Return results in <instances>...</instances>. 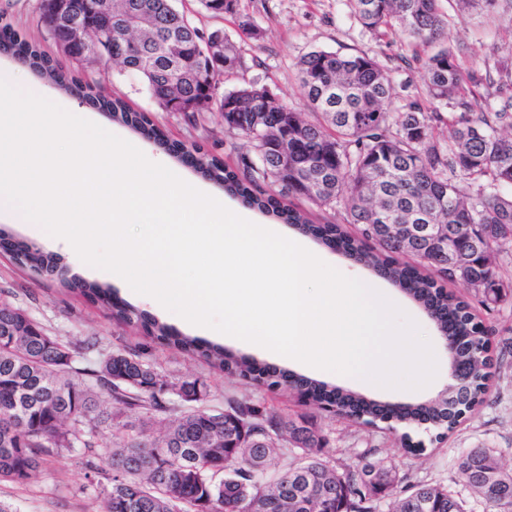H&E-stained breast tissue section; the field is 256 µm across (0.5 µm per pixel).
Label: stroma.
<instances>
[{
    "label": "stroma",
    "mask_w": 512,
    "mask_h": 512,
    "mask_svg": "<svg viewBox=\"0 0 512 512\" xmlns=\"http://www.w3.org/2000/svg\"><path fill=\"white\" fill-rule=\"evenodd\" d=\"M198 26L223 29L239 48L245 68L244 78L225 76L223 91H231L249 82L269 90L293 111L309 115L297 80L299 59L317 50L341 54L364 53L377 58L394 71L399 89L387 102L389 111L401 110L406 92L423 90L420 70H400L401 58L415 52L413 45L399 30H391L378 38L365 31L353 15L350 0H238L237 16L211 17L202 10L198 0H177ZM441 8L449 15L448 43L458 49L464 63L496 62L512 59V0H499L493 19L478 14L458 18L454 0H442ZM0 15L20 28L29 40L52 50L38 10V0H0ZM250 17L260 32L259 38L249 39L238 28V17ZM13 75L38 88L47 98L70 112H79L97 124L110 128L113 134L134 140L128 128L113 123L107 115L80 103L47 82L35 77L13 57L0 55V75ZM409 91H401L402 83ZM104 84L108 94L127 101L135 110L147 113L164 126L170 140L183 144L200 143L204 150L234 166L241 154L247 152L245 140L224 131L218 112H211L206 129L192 130L174 113L163 111L151 97L141 77L132 71L109 66ZM171 169L180 177L197 185L211 196L223 199L227 208L240 211L244 218L266 223V216L243 207L221 187L201 177L190 165L169 159ZM27 242L43 253L53 256L66 266L71 275L110 288L114 305L131 307L142 315L141 322L125 324L114 320L111 308L91 302L79 293L64 288L58 280L40 278L29 270L15 265L9 248ZM307 248L328 265L344 274L356 275L377 283L382 291L392 294L422 332L433 333L434 322L424 309L384 278L359 265L338 250L327 247L317 239H303ZM0 300L21 308L52 336L65 343L74 366L97 368L99 363L116 350L133 349L143 354L169 381L194 376L207 385L206 404L221 408L229 396L245 397L266 408H276L288 414L306 411L317 416L328 437V458L347 466L359 465L367 453L376 459L397 466L400 473L412 481H425L447 489L463 503L465 512H487L485 503L473 497L459 481L456 473L458 457L473 448L495 449L503 464L512 468V301L502 302L488 321L496 327L491 337L494 359L483 402L462 423L439 443H423L422 448L409 452L402 448L400 436L405 427L400 422H382L370 428L356 421L331 416L310 400L289 388L269 392L254 380L244 379L211 367V365L182 354L176 348L153 341L149 336L152 323H166L164 314L154 311L142 295L128 284L107 272H95L78 267L69 254L53 247L38 232L37 225L0 219ZM101 471L94 474L83 466L87 454L83 448H65L47 456L43 467L30 480L12 482L0 480V507L5 512H102L99 485L108 484L112 476L110 451L112 425L105 422L97 429Z\"/></svg>",
    "instance_id": "35a3bbf8"
}]
</instances>
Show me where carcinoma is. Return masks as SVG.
Segmentation results:
<instances>
[{
  "mask_svg": "<svg viewBox=\"0 0 512 512\" xmlns=\"http://www.w3.org/2000/svg\"><path fill=\"white\" fill-rule=\"evenodd\" d=\"M98 0H69L85 25L65 28L44 0L39 10L55 44L78 65L99 61L138 73L159 106L183 111L195 125L216 109L227 131L246 139L255 158L244 156L235 169L197 144L189 161L205 178L243 204L271 214L285 224L338 246L342 253L388 278L420 303L448 336V372L453 383L438 398L394 406L345 393L327 383L256 361L224 354L220 346L201 347L188 336H174L164 325L157 335L189 356H199L229 372L254 376L266 387L286 385L335 416H354L366 425L394 419L434 431V440L453 430L482 401L493 365L487 330L469 303L443 290L461 281L485 308L512 298V279L499 273L512 257V69L506 62L462 66L448 46V17L439 0H353L355 16L372 34L396 27L411 44L423 48L405 68L424 74V97H409L398 112L385 103L396 93L391 69L366 54L314 51L298 62V80L316 119L305 120L281 103L266 100L268 90L248 84L221 91L224 74L243 70L240 51L221 29L197 27L172 0H150L151 15L138 19L136 43L126 44L123 23L145 0H109L112 24L104 29L95 13ZM238 0H200L214 17L236 13ZM463 14L475 10L489 19L497 0H458ZM183 37L175 60L164 47L166 36ZM224 44L219 61L210 40ZM11 55L39 77L82 103L108 113L141 137L182 159L153 120L119 98L101 94L62 66L40 44L0 16V55ZM449 109V113L441 109ZM319 207H340L349 234L338 224L316 225L284 199ZM404 224H439L435 239L407 236ZM33 265L52 266L53 257L18 244ZM456 259L448 262V251ZM66 287L112 309L127 324L141 315L112 308L109 289L77 278ZM28 335L11 344L0 339V479L28 480L54 448L95 447L97 422L86 405L105 391L119 405L146 414L170 411L166 394L176 393L191 407L157 435L130 425H113L110 457L113 476L100 489L103 512H378L379 501L394 497L392 512H465L444 488L417 482L397 492L398 470L382 462L339 469L324 459L327 438L308 412L287 416L261 412L249 401L227 398L224 408L201 405L205 383L185 379L173 386L139 352L117 351L96 370L73 367L67 347L41 325L27 319ZM285 439L301 450L287 468L267 474V455ZM267 448L260 457L257 450ZM168 454V478L157 482L141 472L147 457ZM458 477L472 493L495 508L512 512V468H504L488 448L462 455Z\"/></svg>",
  "mask_w": 512,
  "mask_h": 512,
  "instance_id": "carcinoma-1",
  "label": "carcinoma"
}]
</instances>
